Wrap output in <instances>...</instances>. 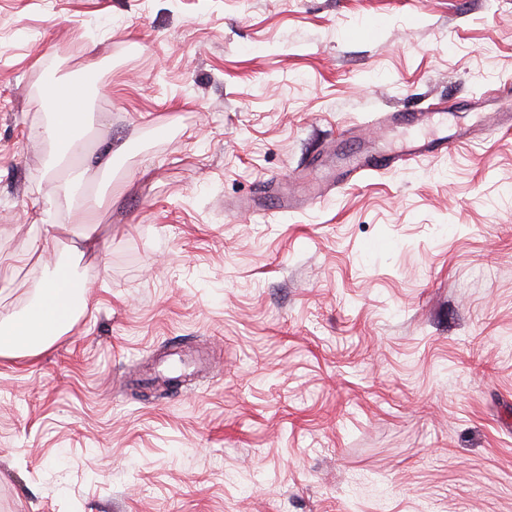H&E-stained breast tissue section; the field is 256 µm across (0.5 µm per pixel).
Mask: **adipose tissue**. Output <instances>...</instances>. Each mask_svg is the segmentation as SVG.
I'll use <instances>...</instances> for the list:
<instances>
[{
  "mask_svg": "<svg viewBox=\"0 0 512 512\" xmlns=\"http://www.w3.org/2000/svg\"><path fill=\"white\" fill-rule=\"evenodd\" d=\"M52 117L34 131L36 138L53 144L57 152L51 165L69 156L78 142L85 88L80 84L50 86ZM87 304L84 283L64 265L56 266L35 299L19 315L0 317V357L32 355L67 333Z\"/></svg>",
  "mask_w": 512,
  "mask_h": 512,
  "instance_id": "ef3b65f1",
  "label": "adipose tissue"
}]
</instances>
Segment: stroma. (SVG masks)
I'll return each mask as SVG.
<instances>
[{
  "label": "stroma",
  "instance_id": "1",
  "mask_svg": "<svg viewBox=\"0 0 512 512\" xmlns=\"http://www.w3.org/2000/svg\"><path fill=\"white\" fill-rule=\"evenodd\" d=\"M509 82L512 0H0V314L90 287L0 357V512H512ZM438 102L470 138L333 187ZM47 95L52 117L48 123L35 129L33 137L48 141L57 148V153L49 161L51 166H56L70 156L72 148L78 144L85 88L81 84L51 85ZM85 288L67 266L57 265L22 314L1 316L0 357L35 354L67 333L87 305Z\"/></svg>",
  "mask_w": 512,
  "mask_h": 512
}]
</instances>
